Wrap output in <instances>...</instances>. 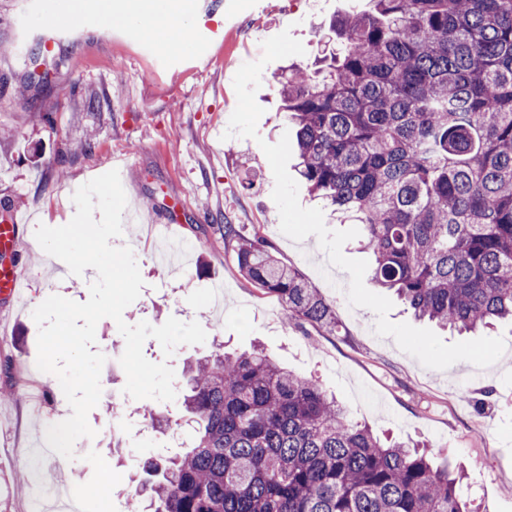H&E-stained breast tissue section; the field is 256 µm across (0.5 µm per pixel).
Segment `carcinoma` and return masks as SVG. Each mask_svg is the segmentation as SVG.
Here are the masks:
<instances>
[{"label": "carcinoma", "instance_id": "cac0c4a2", "mask_svg": "<svg viewBox=\"0 0 512 512\" xmlns=\"http://www.w3.org/2000/svg\"><path fill=\"white\" fill-rule=\"evenodd\" d=\"M338 49L282 72L310 192L362 227L374 284L458 332L512 319V0H372ZM224 241L288 318L339 332L334 305L260 237ZM194 446L146 462L141 512H481L461 471L353 423L261 348L186 370Z\"/></svg>", "mask_w": 512, "mask_h": 512}]
</instances>
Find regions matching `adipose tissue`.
<instances>
[{
  "mask_svg": "<svg viewBox=\"0 0 512 512\" xmlns=\"http://www.w3.org/2000/svg\"><path fill=\"white\" fill-rule=\"evenodd\" d=\"M100 8L107 25L130 19L148 21L151 33L167 40L178 36L191 12L190 0H124L114 8L110 0H101Z\"/></svg>",
  "mask_w": 512,
  "mask_h": 512,
  "instance_id": "adipose-tissue-1",
  "label": "adipose tissue"
}]
</instances>
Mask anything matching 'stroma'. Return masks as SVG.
<instances>
[{
	"mask_svg": "<svg viewBox=\"0 0 512 512\" xmlns=\"http://www.w3.org/2000/svg\"><path fill=\"white\" fill-rule=\"evenodd\" d=\"M210 0H195L188 36L157 41L144 24L107 27L98 0H84L73 20L56 21L51 0H0V40L14 55L0 56V207L29 215L13 261L21 269L23 298L0 297V512H25L30 482L29 445L45 425L70 412L57 395L55 376H38V326L33 310L45 292L86 301L97 273L70 275L58 258L45 256L35 239L38 225L58 227L75 214L74 192L124 159L120 179L128 217L117 247H130L144 287L123 318L135 325H162L174 317L204 328V343L176 347L165 356L156 339L143 345L152 362H168L174 386L185 366L209 355L217 344L243 351L261 345L280 365L322 382L355 420L400 441H422L437 459L451 458L466 470L464 492L485 501L489 512H512V324L493 329L507 348L480 369L459 362L428 369L399 349L393 338L375 335V314L350 307L349 275L329 266L316 236L294 242L280 230L272 199L274 177L261 148L277 143L293 124L280 112L277 76L289 65L313 66L321 36L334 16L371 10V0H233L235 19L209 12ZM290 31L304 54L268 63L256 101L263 108L258 139L225 138L237 105L233 78L246 62L261 58V44ZM54 42L41 66L47 81L24 99L15 85L28 73L31 49ZM95 130L91 152L70 155V143ZM240 235L262 236L272 254L297 269L330 300L340 325L330 335L288 318L280 300L250 284L240 272L223 222ZM182 237L189 252L182 268L159 267L154 239L162 226ZM224 281V303L213 307L212 279ZM97 351L106 362L102 396L88 415L94 438L74 445L75 468L60 455L41 463L43 475L71 471L56 512H128V494L146 478L142 470L165 443L153 417L175 420L180 400H136L124 391L119 363L125 341L116 323L102 319ZM112 471L104 483L100 465Z\"/></svg>",
	"mask_w": 512,
	"mask_h": 512,
	"instance_id": "35a3bbf8",
	"label": "stroma"
}]
</instances>
